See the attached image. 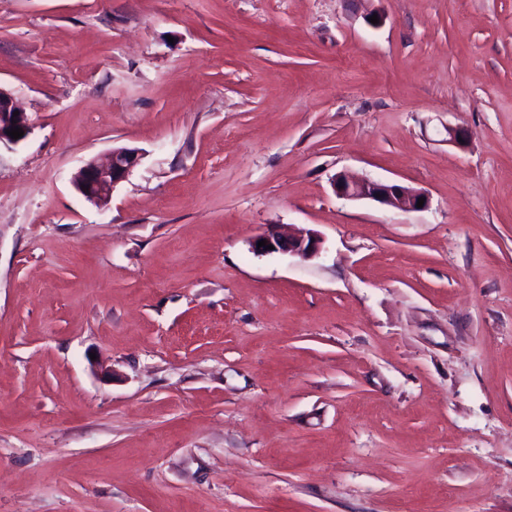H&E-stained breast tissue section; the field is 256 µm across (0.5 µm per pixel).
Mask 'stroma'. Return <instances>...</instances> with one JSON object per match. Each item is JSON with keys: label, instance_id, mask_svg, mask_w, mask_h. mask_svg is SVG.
Returning <instances> with one entry per match:
<instances>
[{"label": "stroma", "instance_id": "35a3bbf8", "mask_svg": "<svg viewBox=\"0 0 512 512\" xmlns=\"http://www.w3.org/2000/svg\"><path fill=\"white\" fill-rule=\"evenodd\" d=\"M0 87V512H512V0H0ZM15 111H18L17 116H14ZM12 120H15V123H12ZM11 128H22L23 136L12 139L7 134ZM31 129L28 115L20 107L13 93L0 87V145L20 143L27 138ZM141 152L126 146L113 147L105 159H89L75 173L72 183L79 193L97 207L111 201L114 189L139 164ZM332 187L337 196L348 200H372L404 212L422 211L428 207L429 199L424 191L397 182H381L371 179L351 180L337 174L332 179ZM380 194V197H377ZM420 197L423 207H417ZM261 240H266V246L258 247V241ZM321 244L322 241L317 234L285 236L274 230L272 226L253 242L252 249L261 254L283 253L309 259L320 253ZM267 245L274 246V249H267Z\"/></svg>", "mask_w": 512, "mask_h": 512}]
</instances>
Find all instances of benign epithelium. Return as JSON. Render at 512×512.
<instances>
[{
	"label": "benign epithelium",
	"instance_id": "1",
	"mask_svg": "<svg viewBox=\"0 0 512 512\" xmlns=\"http://www.w3.org/2000/svg\"><path fill=\"white\" fill-rule=\"evenodd\" d=\"M20 128L24 136L13 139L7 131ZM32 126L28 115L18 104L15 96L0 87V145L18 144L29 135ZM141 152L136 148L118 146L112 148L105 159L92 158L75 173L72 183L79 193L97 207L104 208L111 201L114 189L123 182L139 164ZM332 187L337 196L348 200H372L404 212H417L419 198H424L423 207H428L429 199L424 191L397 182H381L371 179L351 180L337 174L332 179ZM266 245L260 247L258 242ZM322 241L314 233L307 235H282L270 228L253 242L252 249L261 254L283 253L313 258L321 251ZM274 249L269 250L267 246Z\"/></svg>",
	"mask_w": 512,
	"mask_h": 512
}]
</instances>
